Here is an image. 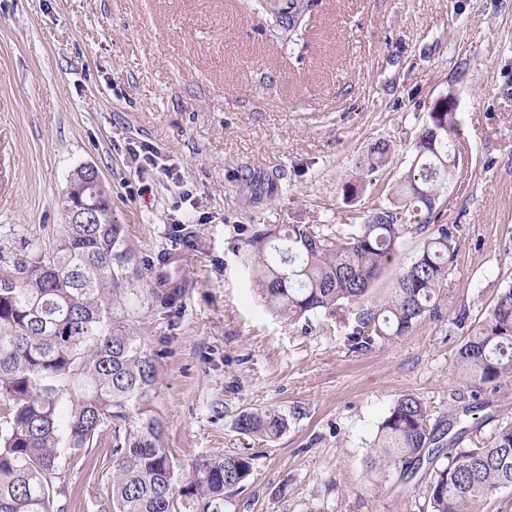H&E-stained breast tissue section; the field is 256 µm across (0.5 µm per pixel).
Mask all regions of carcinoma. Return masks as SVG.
Returning a JSON list of instances; mask_svg holds the SVG:
<instances>
[{
	"instance_id": "1",
	"label": "carcinoma",
	"mask_w": 512,
	"mask_h": 512,
	"mask_svg": "<svg viewBox=\"0 0 512 512\" xmlns=\"http://www.w3.org/2000/svg\"><path fill=\"white\" fill-rule=\"evenodd\" d=\"M316 5L288 0V10L269 11L270 26L298 41ZM458 136L448 99L435 100L392 207L372 211L362 224L241 228L234 248L252 268L261 302L290 319L336 315L358 352L404 336L436 313L458 249V226L438 223L437 208L459 175ZM390 152L388 142H376L358 178L380 172ZM92 201L99 223L66 224L37 256L0 268V512H65L66 468L84 461L105 431L112 480L104 512H224V499L250 477L254 456L185 463L167 448V426L151 404L157 361L130 319L143 304L168 312L179 289L169 287L170 274L153 288L136 287L141 270L123 225L112 220L106 189ZM408 234L419 236L421 247L405 264L398 247ZM392 268L397 287L373 294ZM454 373L475 391L512 382L511 283L459 348ZM237 426L271 440L287 423L266 409L242 414ZM448 431L430 424L419 398L398 397L378 427L368 474L379 485L391 472L408 483L427 462V512H482L496 492L512 487V421L461 448L463 438Z\"/></svg>"
}]
</instances>
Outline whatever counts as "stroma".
Segmentation results:
<instances>
[{"label":"stroma","instance_id":"1","mask_svg":"<svg viewBox=\"0 0 512 512\" xmlns=\"http://www.w3.org/2000/svg\"><path fill=\"white\" fill-rule=\"evenodd\" d=\"M455 92L463 159L441 198L458 251L436 316L366 353L321 313L291 320L254 295L230 242L251 224H360L389 205L428 107ZM385 140L376 182L358 164ZM153 144L174 178L137 167ZM99 171L137 260L173 256L188 281L134 325L159 366L170 450L253 454L224 512H419L421 491L376 490L366 458L394 401L489 436L512 384L471 394L458 349L512 281V0H318L303 41L276 40L246 0H0V266L59 235L79 167ZM466 321H459V314ZM287 422L264 442L239 415ZM112 474L92 449L68 512H98Z\"/></svg>","mask_w":512,"mask_h":512}]
</instances>
